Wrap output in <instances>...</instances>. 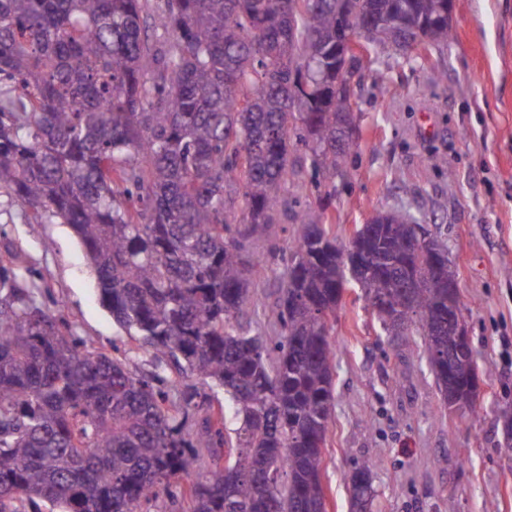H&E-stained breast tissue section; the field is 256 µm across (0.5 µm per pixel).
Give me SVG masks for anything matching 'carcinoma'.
Instances as JSON below:
<instances>
[{
  "label": "carcinoma",
  "mask_w": 512,
  "mask_h": 512,
  "mask_svg": "<svg viewBox=\"0 0 512 512\" xmlns=\"http://www.w3.org/2000/svg\"><path fill=\"white\" fill-rule=\"evenodd\" d=\"M360 23L402 53L419 33L446 46L448 0H160L152 15L143 0H0V189L70 225L112 319L179 372L86 349L0 267V512H137L191 470L190 512H325L332 320L351 265L399 314L378 318L386 333L423 336L435 380L479 379L448 335L455 269L420 258L443 244L402 211L342 248L307 208L279 330L246 318L247 257L295 190L294 144L331 189L355 145L336 82ZM210 384L227 408L212 410ZM373 467L351 475L352 512H371Z\"/></svg>",
  "instance_id": "cac0c4a2"
}]
</instances>
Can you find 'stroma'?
I'll return each instance as SVG.
<instances>
[{
	"instance_id": "35a3bbf8",
	"label": "stroma",
	"mask_w": 512,
	"mask_h": 512,
	"mask_svg": "<svg viewBox=\"0 0 512 512\" xmlns=\"http://www.w3.org/2000/svg\"><path fill=\"white\" fill-rule=\"evenodd\" d=\"M451 37L429 57L380 53L381 82L356 90L357 149L332 196L317 188L296 146L300 192L256 241L248 317L276 323L282 256L307 206L326 202L336 241L379 210L401 207L448 248L479 365L472 408L448 412L422 336H388L361 289L344 297L334 334L335 400L322 481L326 512H350L349 479L374 462L372 512H512V443L498 410L512 405V0H454ZM45 310L91 350L130 351L129 369L153 370L150 350L114 323L69 225L35 220L0 190V266L12 252Z\"/></svg>"
}]
</instances>
